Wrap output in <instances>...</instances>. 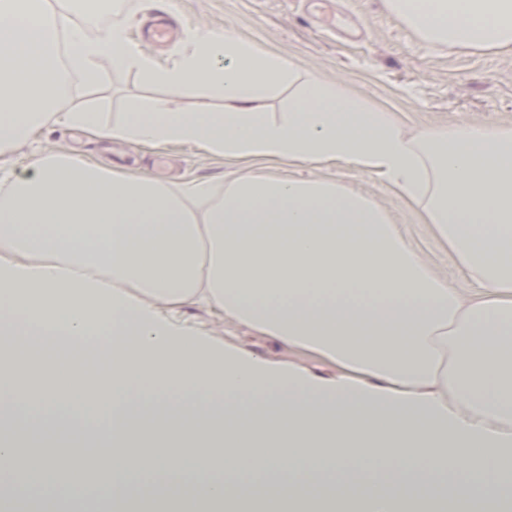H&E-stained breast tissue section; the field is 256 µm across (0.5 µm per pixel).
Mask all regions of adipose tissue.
I'll return each mask as SVG.
<instances>
[{
  "instance_id": "1",
  "label": "adipose tissue",
  "mask_w": 512,
  "mask_h": 512,
  "mask_svg": "<svg viewBox=\"0 0 512 512\" xmlns=\"http://www.w3.org/2000/svg\"><path fill=\"white\" fill-rule=\"evenodd\" d=\"M110 0H0V465L28 493L74 486L82 454L28 455L10 438L95 405L114 426L100 512L155 490L213 512H496L512 505V124L408 131L347 82L304 70L232 28L196 29L168 61ZM418 49L512 48V0H386ZM163 97L118 119L69 107L105 65ZM289 91L287 111L266 109ZM202 94L220 110L188 111ZM61 125L97 140L187 145L223 159V188L158 180L71 152L30 176L14 148ZM302 165L312 177L281 175ZM385 181L472 281L440 275L374 198L319 176ZM193 302L336 369L219 344L166 316ZM103 350L105 382L59 363ZM222 457L215 476L206 453Z\"/></svg>"
}]
</instances>
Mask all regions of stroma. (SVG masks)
I'll return each instance as SVG.
<instances>
[{"label":"stroma","instance_id":"obj_1","mask_svg":"<svg viewBox=\"0 0 512 512\" xmlns=\"http://www.w3.org/2000/svg\"><path fill=\"white\" fill-rule=\"evenodd\" d=\"M165 17L179 28L161 53L177 56L190 49L193 32L233 27L244 38L277 52L298 56L311 70L341 75L369 103L405 114L409 128L512 120V51L424 52L412 32L399 24L384 0H130L120 20L133 38ZM135 73L105 69L102 77L69 101L92 103L105 118H118L128 100L149 95ZM75 151L112 164L136 168L164 181L199 178L220 183L224 162L188 146L152 149L121 141L89 139L59 125L12 155L15 176L31 174V160L44 151ZM349 188L384 204L431 264L461 287L470 282L455 260L432 239L427 227L404 208L387 184L345 165L329 172ZM196 332L216 342L235 341L271 360L291 358L287 346L226 321L222 311L188 304L175 314Z\"/></svg>","mask_w":512,"mask_h":512}]
</instances>
